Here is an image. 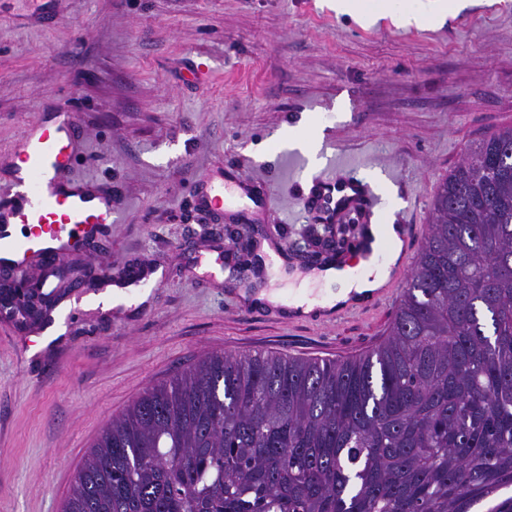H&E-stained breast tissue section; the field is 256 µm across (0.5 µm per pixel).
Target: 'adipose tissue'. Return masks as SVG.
I'll list each match as a JSON object with an SVG mask.
<instances>
[{
	"label": "adipose tissue",
	"mask_w": 512,
	"mask_h": 512,
	"mask_svg": "<svg viewBox=\"0 0 512 512\" xmlns=\"http://www.w3.org/2000/svg\"><path fill=\"white\" fill-rule=\"evenodd\" d=\"M330 9L339 14L353 16L365 26L376 25L388 15L395 18L404 26H417L421 22H435L448 10L463 9L462 0H430L426 10L398 9L395 0H329ZM376 247L382 250L381 258H358L354 263L339 268H327L319 273V280L324 281L327 290L321 300L315 301L305 297L296 298L294 307L303 313H310L315 308H333L337 304L348 302L352 295H364L381 288L388 280L394 266L397 265L402 244L392 225H378Z\"/></svg>",
	"instance_id": "adipose-tissue-1"
}]
</instances>
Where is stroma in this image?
Segmentation results:
<instances>
[{
	"mask_svg": "<svg viewBox=\"0 0 512 512\" xmlns=\"http://www.w3.org/2000/svg\"><path fill=\"white\" fill-rule=\"evenodd\" d=\"M61 110L78 123L76 176L120 196L98 242L64 256L87 277L64 300L137 263L163 277L121 314L81 306L34 360L30 335L0 319V512H61L112 418L209 353L346 359L385 339L394 300L338 324L247 313L209 269L224 262V227L195 188L224 168L276 188L277 221L243 263L267 239L305 242L300 195L340 160L403 183L386 219L406 216L425 239L468 145L512 128V0L408 28L390 16L363 26L325 0H0V185L27 128ZM290 128L320 130L316 157L285 144ZM314 267L291 256L248 286L317 299Z\"/></svg>",
	"mask_w": 512,
	"mask_h": 512,
	"instance_id": "stroma-1",
	"label": "stroma"
}]
</instances>
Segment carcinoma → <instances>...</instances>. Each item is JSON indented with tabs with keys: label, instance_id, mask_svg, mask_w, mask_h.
<instances>
[{
	"label": "carcinoma",
	"instance_id": "carcinoma-1",
	"mask_svg": "<svg viewBox=\"0 0 512 512\" xmlns=\"http://www.w3.org/2000/svg\"><path fill=\"white\" fill-rule=\"evenodd\" d=\"M512 129L438 187L388 337L213 352L94 441L62 512H512Z\"/></svg>",
	"mask_w": 512,
	"mask_h": 512
}]
</instances>
